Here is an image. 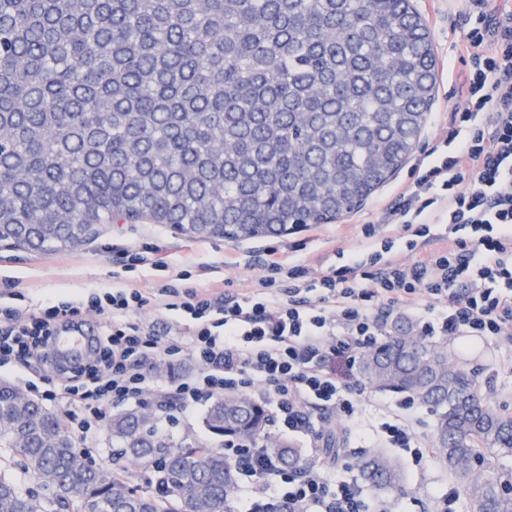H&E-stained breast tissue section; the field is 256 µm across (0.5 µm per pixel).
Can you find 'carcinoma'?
<instances>
[{"mask_svg":"<svg viewBox=\"0 0 512 512\" xmlns=\"http://www.w3.org/2000/svg\"><path fill=\"white\" fill-rule=\"evenodd\" d=\"M436 85L411 0H0V243L65 250L141 219L227 242L331 222L406 163ZM361 372L434 412L432 454L477 512H512V484L491 479L512 456V416L473 374L410 332L366 352ZM0 421L24 427L0 430V512H231L237 462L157 439L149 415L109 426L118 458L159 464L145 490L79 467L59 413L7 382ZM268 424L237 394L206 415L213 433L301 465ZM15 468L57 485L25 491ZM361 469L381 491L401 486L382 454Z\"/></svg>","mask_w":512,"mask_h":512,"instance_id":"carcinoma-1","label":"carcinoma"}]
</instances>
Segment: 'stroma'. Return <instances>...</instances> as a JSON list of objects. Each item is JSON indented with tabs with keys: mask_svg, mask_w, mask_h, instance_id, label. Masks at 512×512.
I'll return each instance as SVG.
<instances>
[{
	"mask_svg": "<svg viewBox=\"0 0 512 512\" xmlns=\"http://www.w3.org/2000/svg\"><path fill=\"white\" fill-rule=\"evenodd\" d=\"M432 39L438 66L449 65L452 75H439L429 121L419 144L405 165L368 198L358 210L327 224L290 227L281 237L260 238L229 243L219 237L190 238L159 224H102L94 238L67 252L35 253L18 247L0 246V306L25 308L53 299L86 300L91 294L111 291L113 282L150 290L177 281L180 290L222 285L224 265L236 263L235 289L254 288L261 271L258 261L269 249L288 252L297 247V259L317 263L320 258L355 251L362 239L363 222H380L382 205L394 199L396 186L410 183L418 161L433 149L442 147L448 134L452 108L461 100L459 74L464 69L453 53L466 30L465 0H412ZM157 251L166 255L169 270L150 264L130 265V255ZM434 344L446 345L448 354L464 369L474 372L479 393L500 412L512 415V371L498 368L499 360L512 357V349L502 346L496 353L479 350L461 351L445 337L437 336ZM207 405L194 410L172 408L155 412L158 435L176 444L195 443L207 438L211 446L224 445L222 437L212 435L205 425ZM312 422L323 441L339 448L330 473L337 479L362 480L360 464L373 453L386 454L404 471L401 489L381 492L368 488L374 512H441V496L456 489L458 498L453 512H477L476 504L461 479L433 457L416 458L411 453L385 447L374 439H350L339 420L323 412L314 413Z\"/></svg>",
	"mask_w": 512,
	"mask_h": 512,
	"instance_id": "35a3bbf8",
	"label": "stroma"
}]
</instances>
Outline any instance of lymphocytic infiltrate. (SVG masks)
<instances>
[{
    "mask_svg": "<svg viewBox=\"0 0 512 512\" xmlns=\"http://www.w3.org/2000/svg\"><path fill=\"white\" fill-rule=\"evenodd\" d=\"M474 16L460 57L467 66L462 102L451 114V151L420 161L417 177L366 223L361 248L338 265H310L269 251L263 276L246 292L198 289L180 294L116 288L88 302L0 309V366L40 374L44 396L64 407L66 427L84 443L98 433L110 401L158 409L195 407L235 392L266 404L270 423L306 441V465L284 471L262 444L226 447L253 482L288 483V512H370L363 489L331 481L320 462L312 413L352 421L364 386L362 355L379 344L388 319L412 312L423 337L478 338L512 346V9L468 0ZM398 224L401 234L386 233ZM178 311L188 326L159 331L142 312L152 304ZM100 321L92 361L67 371L50 339L74 317ZM187 358L195 367L171 387L156 383L160 362ZM419 410L395 404L376 440L424 457Z\"/></svg>",
    "mask_w": 512,
    "mask_h": 512,
    "instance_id": "f902f5d3",
    "label": "lymphocytic infiltrate"
}]
</instances>
